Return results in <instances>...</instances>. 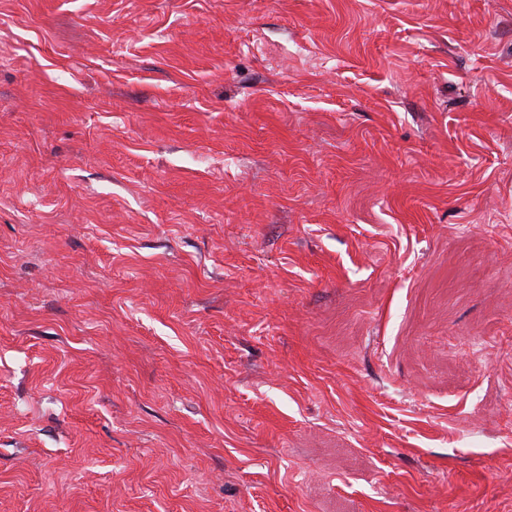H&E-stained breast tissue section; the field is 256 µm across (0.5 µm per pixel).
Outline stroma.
Wrapping results in <instances>:
<instances>
[{
  "label": "stroma",
  "mask_w": 512,
  "mask_h": 512,
  "mask_svg": "<svg viewBox=\"0 0 512 512\" xmlns=\"http://www.w3.org/2000/svg\"><path fill=\"white\" fill-rule=\"evenodd\" d=\"M0 512H512V0H0Z\"/></svg>",
  "instance_id": "35a3bbf8"
}]
</instances>
